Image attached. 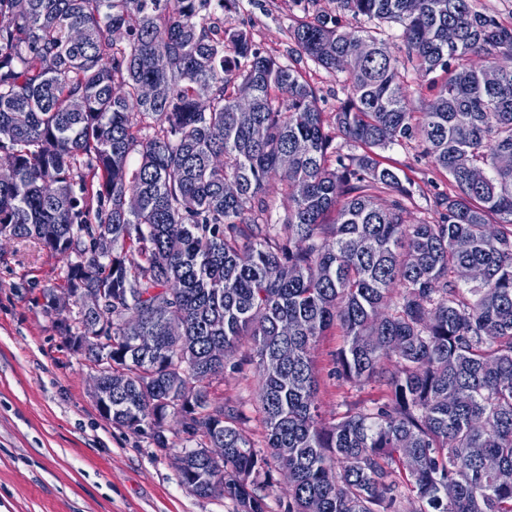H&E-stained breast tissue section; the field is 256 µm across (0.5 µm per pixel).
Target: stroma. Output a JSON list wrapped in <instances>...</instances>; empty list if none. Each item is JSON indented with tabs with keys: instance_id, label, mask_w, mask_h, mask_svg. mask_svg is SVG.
I'll return each mask as SVG.
<instances>
[{
	"instance_id": "1",
	"label": "stroma",
	"mask_w": 512,
	"mask_h": 512,
	"mask_svg": "<svg viewBox=\"0 0 512 512\" xmlns=\"http://www.w3.org/2000/svg\"><path fill=\"white\" fill-rule=\"evenodd\" d=\"M309 16L338 19L348 31H378L392 44L401 28L353 16L338 0H225V28L247 31L266 55L298 68L332 112L346 97L344 75L297 57L289 34ZM379 159L410 190L411 219L437 221L432 202L451 189L446 172L421 157L412 141L380 150ZM63 266L31 241L0 246V512H236L231 499L200 498L181 486L174 452L184 440L175 422L167 424L172 450L164 454L148 435H133L100 415L91 395L93 364L67 347L41 306L40 287L61 283ZM343 343L333 329L313 353L317 402L330 423L382 396L375 384L336 376L334 354ZM207 390L212 400L238 409L240 427L264 448L254 364L235 354Z\"/></svg>"
}]
</instances>
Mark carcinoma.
I'll list each match as a JSON object with an SVG mask.
<instances>
[{"label": "carcinoma", "instance_id": "1", "mask_svg": "<svg viewBox=\"0 0 512 512\" xmlns=\"http://www.w3.org/2000/svg\"><path fill=\"white\" fill-rule=\"evenodd\" d=\"M340 8L402 33L393 46L325 18L296 24L299 53L346 74L325 112L295 67L224 28V0H0V164L14 173L0 236L68 259L40 289L45 312L68 345L112 339V370L129 376L113 425L165 451L179 420L191 494L266 512L274 468L293 476L288 512H398L406 494L414 512H512V485L483 466L512 470V168L497 164L512 152V69L496 67L512 26L475 0ZM411 70L428 78L415 99ZM338 133L361 153L340 154ZM403 141L448 174L435 224L407 221L409 191L374 157ZM82 288L108 296L101 312L47 303ZM132 319L152 349L124 339ZM333 327L336 375L385 397L327 424L313 352ZM245 336L267 455L202 386L224 377L212 350Z\"/></svg>", "mask_w": 512, "mask_h": 512}]
</instances>
